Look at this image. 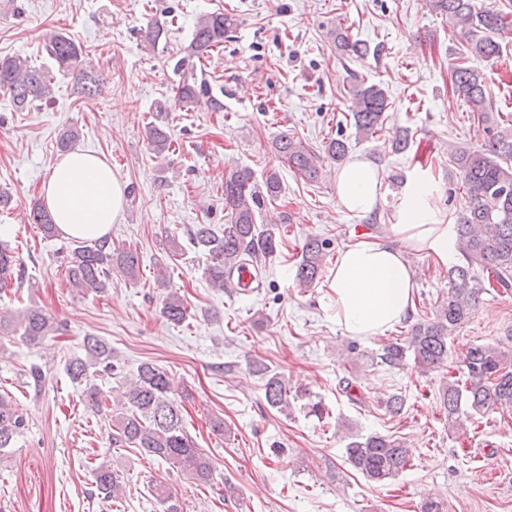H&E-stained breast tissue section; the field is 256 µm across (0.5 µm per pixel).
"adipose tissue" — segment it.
Returning a JSON list of instances; mask_svg holds the SVG:
<instances>
[{
    "instance_id": "adipose-tissue-1",
    "label": "adipose tissue",
    "mask_w": 512,
    "mask_h": 512,
    "mask_svg": "<svg viewBox=\"0 0 512 512\" xmlns=\"http://www.w3.org/2000/svg\"><path fill=\"white\" fill-rule=\"evenodd\" d=\"M381 185L380 170L354 158L336 176L338 203L352 214L369 213L383 199ZM41 195L63 235L91 239L107 235L118 220L125 186L105 159L76 151L54 165ZM387 232V241L363 240L347 247L326 278L327 306L349 335L377 336L410 315L416 277L407 253L448 260L450 228L426 181L406 187Z\"/></svg>"
}]
</instances>
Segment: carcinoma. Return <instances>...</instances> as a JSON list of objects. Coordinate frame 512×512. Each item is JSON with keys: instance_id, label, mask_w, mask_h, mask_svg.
<instances>
[{"instance_id": "cac0c4a2", "label": "carcinoma", "mask_w": 512, "mask_h": 512, "mask_svg": "<svg viewBox=\"0 0 512 512\" xmlns=\"http://www.w3.org/2000/svg\"><path fill=\"white\" fill-rule=\"evenodd\" d=\"M433 9L448 17V24L465 42V54L490 60L501 53L494 39L505 26L502 14L491 8L477 6L474 0H432ZM234 19L222 12L201 16L196 22L190 49L175 63L179 76L178 99L194 102L206 99L214 111L224 104L210 94L207 83L198 78L195 59L224 43V34ZM338 46L354 55L363 56L369 47L350 38L345 31L336 32ZM45 50L58 68L78 70L77 92L85 99L101 91V78L92 67L83 66L82 49L63 34L47 38ZM452 88L477 118L489 119L490 100L486 77L479 70L454 64ZM0 89L7 91L16 107L23 110L48 100L50 88L46 74L17 55L0 59ZM388 107L385 91L375 85L357 84L352 88L351 115L356 133L365 137L374 134L384 123ZM148 143L154 153L169 151L172 137L163 125L148 128ZM274 150L288 167L310 181L320 175V155L301 140L288 134L274 143ZM329 158L340 162L347 155L346 143L332 139L324 146ZM451 159L466 189L467 200L456 227L459 263L448 270V295L435 311L434 318L414 325L410 335L384 345L380 362L390 366L406 365L413 360L420 371L441 369L448 364V341L453 332L476 310L484 286L474 274V267L491 270L499 288H512V132L500 130L489 135L478 149H457ZM265 191L253 183L248 169H231L224 174V209L229 219L224 227L195 224L188 232L191 246L206 256L204 276L212 288L224 290L232 285V269L248 265L263 272L262 261L276 255L281 245L274 230L257 224L256 212L264 197L275 198L281 192L276 173L267 176ZM48 237L58 232L48 209L38 205L30 214ZM326 242L310 237L301 250L296 281L308 288L321 276ZM141 257L137 251L116 247L112 238L88 240L71 249L67 255L66 274L72 287L85 294L102 293L112 278V270L127 279L136 280ZM19 279L16 256L10 245L0 243V292ZM161 313L167 320L180 324L188 317V307L175 291L163 300ZM54 332V322L40 308L29 306L16 315H0V335L19 336L29 345H39ZM85 356L68 361L66 371L72 382L88 380L89 369L112 373V348L99 338L89 337L84 343ZM462 366L465 380L450 381L442 391L441 400L448 427L460 429L464 422L488 411H512V335L495 344H475L464 354ZM253 372L264 376L267 404L279 411L289 407L288 384L274 373L267 375L262 363L252 366ZM123 397L128 411L112 429V445L137 448L146 456L168 462L187 477L206 482L212 475L208 457L196 448L183 427L180 409L166 373L152 363H143L136 378L125 386ZM25 430V420L14 408L9 396L0 393V452L13 447ZM347 463L368 481L384 483L406 469L412 451L396 439L378 433L367 436L351 434L346 444ZM95 486L105 499L116 498L122 485L114 470L101 464L95 468ZM154 494L163 512H180L171 491L164 485L154 487Z\"/></svg>"}]
</instances>
